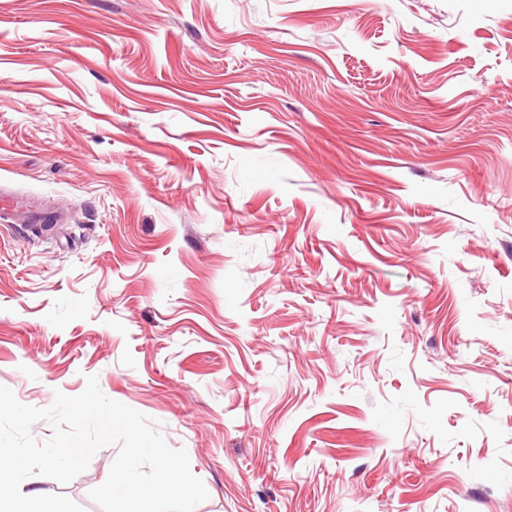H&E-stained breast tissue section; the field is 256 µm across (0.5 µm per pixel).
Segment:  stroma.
<instances>
[{
    "instance_id": "1",
    "label": "stroma",
    "mask_w": 512,
    "mask_h": 512,
    "mask_svg": "<svg viewBox=\"0 0 512 512\" xmlns=\"http://www.w3.org/2000/svg\"><path fill=\"white\" fill-rule=\"evenodd\" d=\"M2 192L21 403L97 376L197 512H512V0H0Z\"/></svg>"
}]
</instances>
